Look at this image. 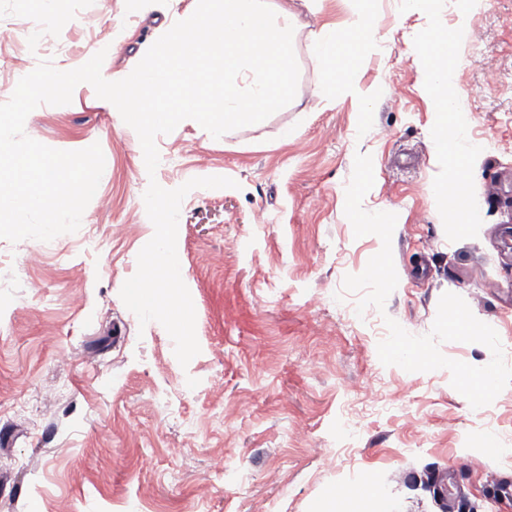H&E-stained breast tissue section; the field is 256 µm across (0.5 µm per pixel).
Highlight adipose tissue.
I'll list each match as a JSON object with an SVG mask.
<instances>
[{"label": "adipose tissue", "instance_id": "obj_1", "mask_svg": "<svg viewBox=\"0 0 512 512\" xmlns=\"http://www.w3.org/2000/svg\"><path fill=\"white\" fill-rule=\"evenodd\" d=\"M350 6L353 40L339 38L335 31L325 29L317 42L324 58L325 75L313 93L322 99L332 98L340 90L356 98L364 95L353 74L337 71L336 60L354 49L370 50L380 40L381 34L366 0H350ZM416 63L425 89L435 100L432 134L438 153L457 158L472 156L474 150L468 144V132L461 120L466 110L465 103L450 90L456 78L455 68L428 47L420 53ZM402 509V502L392 495L349 484L335 488L316 500L312 512H402Z\"/></svg>", "mask_w": 512, "mask_h": 512}]
</instances>
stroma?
Masks as SVG:
<instances>
[{"mask_svg": "<svg viewBox=\"0 0 512 512\" xmlns=\"http://www.w3.org/2000/svg\"><path fill=\"white\" fill-rule=\"evenodd\" d=\"M196 6L58 0L48 23L25 0H0V22L31 33L0 49V103L42 60L70 70L102 50L103 77L123 79ZM292 6L293 102L218 139L183 120L157 137L155 174L90 84L27 116L26 134L51 148L100 144L105 167L76 232L0 238V512H310L327 487L366 472L404 512H512V385L474 409L448 370L410 373L377 351L385 318L429 333L446 292L512 342V0H477L467 20L483 40L447 45L480 148L468 185L477 216L463 229L435 200L453 179L415 63L427 35L457 26L454 0L412 11L374 0L382 41L342 63L362 101L313 94L323 75L313 34L349 36L342 0ZM359 152L374 166L364 209L397 216L399 278L384 309L361 315L343 279L382 242L355 237L344 213ZM207 176L236 185L194 189L181 204L177 253L200 345L184 367L165 328L140 325L120 290L154 235L150 180L174 189ZM487 433L499 452L478 447Z\"/></svg>", "mask_w": 512, "mask_h": 512, "instance_id": "35a3bbf8", "label": "stroma"}]
</instances>
